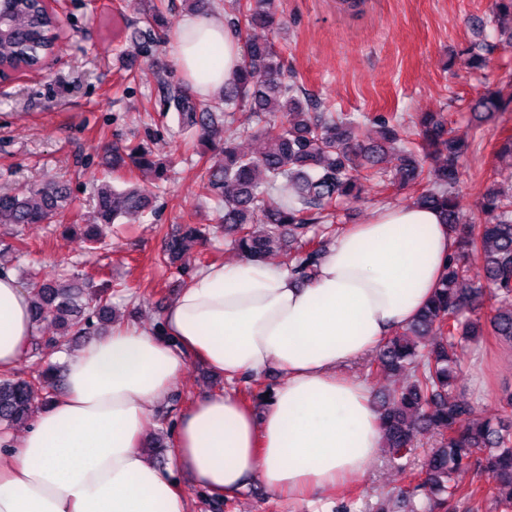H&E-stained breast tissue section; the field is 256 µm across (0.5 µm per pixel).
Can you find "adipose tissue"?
Wrapping results in <instances>:
<instances>
[{"label": "adipose tissue", "instance_id": "adipose-tissue-1", "mask_svg": "<svg viewBox=\"0 0 512 512\" xmlns=\"http://www.w3.org/2000/svg\"><path fill=\"white\" fill-rule=\"evenodd\" d=\"M218 48L217 67L203 52ZM238 40L187 17L174 49L202 93L230 82ZM454 239L437 211L385 206L337 234L311 281L268 263H212L163 312V335L134 325L70 355L64 389L0 451V512H190L178 480L233 495L248 482L303 502L362 475L382 443L370 386L343 368L409 324L444 274ZM30 294L0 271V372L37 335ZM195 358L234 382L277 370L263 414L235 389L194 401L176 427L170 470L140 450L150 408Z\"/></svg>", "mask_w": 512, "mask_h": 512}]
</instances>
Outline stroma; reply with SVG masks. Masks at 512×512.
I'll list each match as a JSON object with an SVG mask.
<instances>
[{
  "label": "stroma",
  "instance_id": "stroma-1",
  "mask_svg": "<svg viewBox=\"0 0 512 512\" xmlns=\"http://www.w3.org/2000/svg\"><path fill=\"white\" fill-rule=\"evenodd\" d=\"M153 3L163 7L168 41L141 54L133 41ZM52 8L61 16L62 30L54 55L40 71L0 82V192L64 181L73 203L60 228L25 224L13 235L0 227V245L17 237L25 244L21 256L0 260L20 280L30 270L55 278L75 268L88 272L98 286L111 289L118 321L151 330L198 270L215 260L240 259L223 234L196 247L182 270L161 262L167 234L180 224H211L217 217L216 203L202 186L204 167L185 153V142L199 143L198 133L181 130L172 115L150 119L160 109L162 81L184 80L170 39L189 11L184 0H54ZM491 8L492 0H366L362 13L354 15L341 0H272L278 29H257L253 35L273 42L283 53L284 70L336 111L398 113L407 120L421 112L441 113L453 135L473 145L461 169L460 206L467 222L481 224L480 197L490 176L511 165L496 157L495 145L512 134V109L478 125L468 106L488 86L512 95V48L494 52L482 70L465 68L461 53L477 40ZM149 136L161 161L175 163L168 181L150 173L140 177L155 196L153 210L121 224L110 246L90 249L83 232L95 221L93 197L107 160ZM416 194L413 188L365 182L361 200L346 206V221L366 223L380 207L412 205ZM461 363L457 395L478 419L503 417L500 399L504 390L512 391V346L484 336L466 343ZM223 386V378L188 359L166 400L151 410L142 452L167 467L181 415L197 398ZM160 437L165 447H151ZM409 481V472L398 469L381 448L364 474L301 504L257 483L233 498L193 486L187 492L191 512H373L381 496Z\"/></svg>",
  "mask_w": 512,
  "mask_h": 512
}]
</instances>
